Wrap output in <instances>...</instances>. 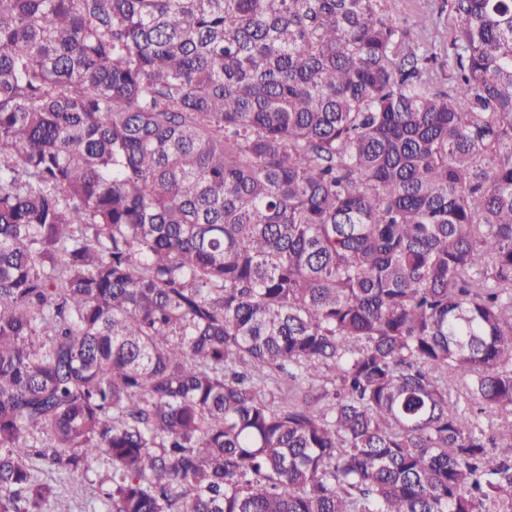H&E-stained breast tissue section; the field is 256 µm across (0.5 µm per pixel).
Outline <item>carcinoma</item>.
<instances>
[{
  "mask_svg": "<svg viewBox=\"0 0 512 512\" xmlns=\"http://www.w3.org/2000/svg\"><path fill=\"white\" fill-rule=\"evenodd\" d=\"M0 0V512H512V0ZM94 471L88 473V477L84 482V486L78 490V494H76L77 489L76 486H80V482H71L65 481V488L63 490L65 495H68L70 500L72 501V506L74 508L73 512H103V504L98 496V490H94L91 486L88 485L91 481L95 482V486L98 485V475L103 476L105 474L107 466L102 462H98L93 465ZM90 492L95 493L92 495Z\"/></svg>",
  "mask_w": 512,
  "mask_h": 512,
  "instance_id": "carcinoma-1",
  "label": "carcinoma"
}]
</instances>
